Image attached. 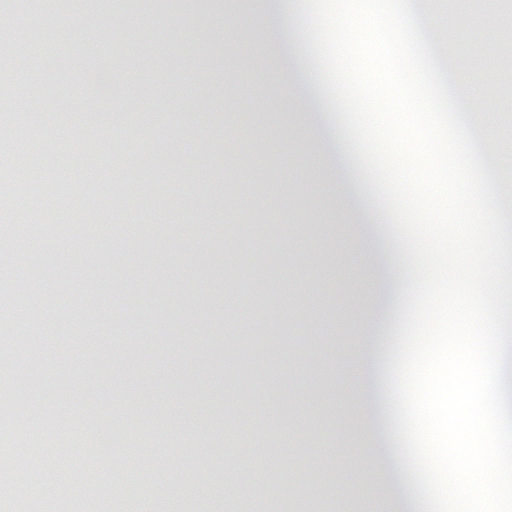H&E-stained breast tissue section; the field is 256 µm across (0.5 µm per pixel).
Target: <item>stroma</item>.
I'll return each mask as SVG.
<instances>
[{
  "mask_svg": "<svg viewBox=\"0 0 512 512\" xmlns=\"http://www.w3.org/2000/svg\"><path fill=\"white\" fill-rule=\"evenodd\" d=\"M474 4L463 17L418 0L430 32L445 22L483 35L436 46L470 88L464 106L512 212V124L467 78L500 66L494 45L512 33V0ZM38 16L47 46L36 63ZM219 26L231 42L215 41ZM266 27L241 0H105L86 12L61 0L55 13L23 0L0 15V66L11 67L0 73V143L14 145L0 154V242L34 284L21 321L0 295V349L29 344L24 365L45 378L42 392L0 395V472L14 475L0 512H54L32 498L30 473L59 467L73 476L74 512H127L126 483L100 497L88 484L103 462L79 466L95 425L111 438L113 469L142 486L140 512H251L260 498L283 512L282 496L303 492L307 512L330 497L365 512L372 496L402 512L410 479L392 473L395 440L374 448L353 370L389 357L399 311L381 313L378 290L405 269L389 264L387 224L367 221L364 179L342 171L355 163L344 136L332 150L309 142L312 127L337 119L316 110L320 85L285 69ZM233 99L252 104L249 139L227 110ZM257 185L295 220L269 222ZM45 207L55 218L39 256L22 244ZM271 257L281 278L255 287ZM188 468L196 486L180 481ZM359 468L366 484L350 478Z\"/></svg>",
  "mask_w": 512,
  "mask_h": 512,
  "instance_id": "obj_1",
  "label": "stroma"
}]
</instances>
